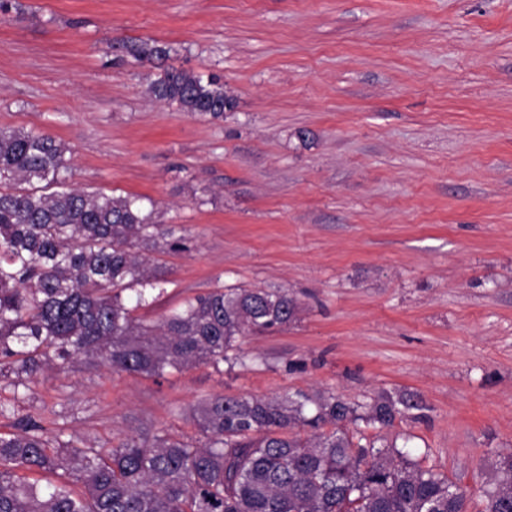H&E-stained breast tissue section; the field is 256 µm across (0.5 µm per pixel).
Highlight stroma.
<instances>
[{
  "mask_svg": "<svg viewBox=\"0 0 512 512\" xmlns=\"http://www.w3.org/2000/svg\"><path fill=\"white\" fill-rule=\"evenodd\" d=\"M142 42L163 61L135 56ZM164 66L216 77L236 108L155 101ZM0 127L56 137L80 186L150 198L191 238L157 255L142 319L216 287L299 304L238 339L245 365L49 372L25 412L103 441L194 438L189 408L217 394L410 392L420 409L356 429L481 512L512 453V0H8Z\"/></svg>",
  "mask_w": 512,
  "mask_h": 512,
  "instance_id": "35a3bbf8",
  "label": "stroma"
}]
</instances>
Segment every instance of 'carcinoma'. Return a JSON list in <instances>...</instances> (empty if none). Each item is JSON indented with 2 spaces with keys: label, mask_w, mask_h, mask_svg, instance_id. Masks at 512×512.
I'll return each mask as SVG.
<instances>
[{
  "label": "carcinoma",
  "mask_w": 512,
  "mask_h": 512,
  "mask_svg": "<svg viewBox=\"0 0 512 512\" xmlns=\"http://www.w3.org/2000/svg\"><path fill=\"white\" fill-rule=\"evenodd\" d=\"M150 61L167 50L133 48ZM151 98L218 120L236 106L217 79L165 70ZM70 149L50 134L0 128V512H468L465 489L391 445L343 429L387 427L413 396L382 394L366 414L333 394L217 395L189 414L197 438L158 430L112 441L68 435L53 410L23 413L47 371L76 363L162 377L243 363L238 338L282 328L298 303L281 289L214 288L147 324L135 311L163 274L154 252L187 250L136 196L72 183ZM29 474L51 475L42 486ZM483 512H512V454L482 488Z\"/></svg>",
  "instance_id": "obj_1"
}]
</instances>
